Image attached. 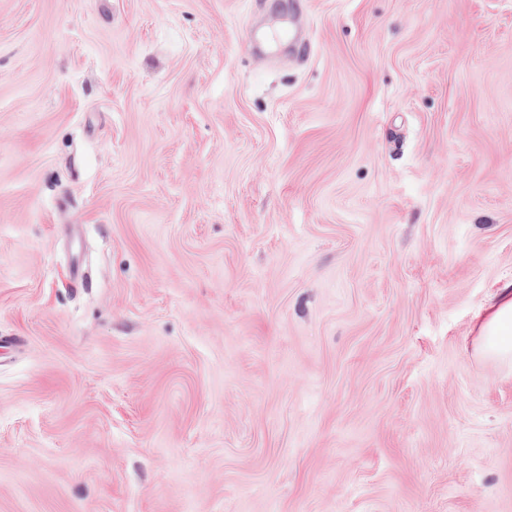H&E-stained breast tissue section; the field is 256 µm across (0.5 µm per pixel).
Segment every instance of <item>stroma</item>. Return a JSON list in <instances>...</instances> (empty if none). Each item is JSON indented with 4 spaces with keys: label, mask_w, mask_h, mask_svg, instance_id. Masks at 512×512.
I'll list each match as a JSON object with an SVG mask.
<instances>
[{
    "label": "stroma",
    "mask_w": 512,
    "mask_h": 512,
    "mask_svg": "<svg viewBox=\"0 0 512 512\" xmlns=\"http://www.w3.org/2000/svg\"><path fill=\"white\" fill-rule=\"evenodd\" d=\"M509 298L512 0H0V512H512ZM488 349L495 356H512V300L502 304L485 325Z\"/></svg>",
    "instance_id": "1"
}]
</instances>
